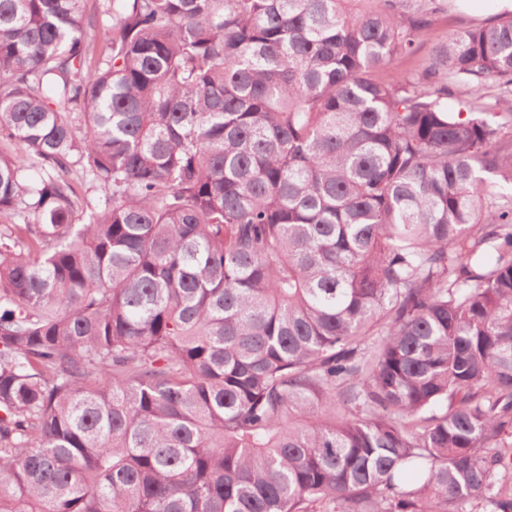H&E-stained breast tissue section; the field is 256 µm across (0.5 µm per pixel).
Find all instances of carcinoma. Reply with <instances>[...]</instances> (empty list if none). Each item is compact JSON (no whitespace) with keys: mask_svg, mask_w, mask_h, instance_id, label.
<instances>
[{"mask_svg":"<svg viewBox=\"0 0 512 512\" xmlns=\"http://www.w3.org/2000/svg\"><path fill=\"white\" fill-rule=\"evenodd\" d=\"M85 2L0 0V512H512V14ZM447 8L434 15V22L428 35L419 43L413 55L395 58L389 68L377 73V77L387 79L389 73L415 74L429 61L435 46L444 43L448 35L469 26L479 24L500 13L512 12V0H456L445 1Z\"/></svg>","mask_w":512,"mask_h":512,"instance_id":"carcinoma-1","label":"carcinoma"}]
</instances>
